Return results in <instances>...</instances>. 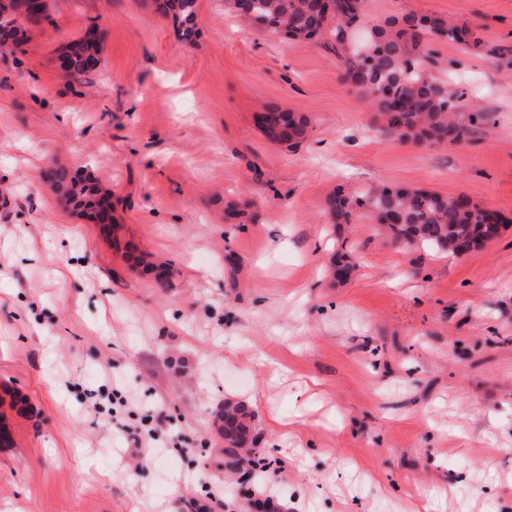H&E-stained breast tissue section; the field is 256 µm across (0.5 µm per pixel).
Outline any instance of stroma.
<instances>
[{
  "instance_id": "35a3bbf8",
  "label": "stroma",
  "mask_w": 512,
  "mask_h": 512,
  "mask_svg": "<svg viewBox=\"0 0 512 512\" xmlns=\"http://www.w3.org/2000/svg\"><path fill=\"white\" fill-rule=\"evenodd\" d=\"M48 4L0 47V512H512V0H367L373 25L476 29L469 51L431 44L488 116L455 145L381 135L331 33L298 44L197 0L188 44L150 0ZM91 25L100 63L67 83L57 60ZM267 103L310 117L298 147L264 137ZM58 165L110 190L117 242L47 188ZM382 186L503 224L452 255L329 223L331 194ZM227 401L254 413L239 470L211 431Z\"/></svg>"
}]
</instances>
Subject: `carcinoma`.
I'll use <instances>...</instances> for the list:
<instances>
[{
    "mask_svg": "<svg viewBox=\"0 0 512 512\" xmlns=\"http://www.w3.org/2000/svg\"><path fill=\"white\" fill-rule=\"evenodd\" d=\"M197 0H153L155 10L170 19L180 38L189 43L195 34ZM234 13L268 33L285 35L303 43L327 30L336 39V56L352 90L375 109L383 122L382 133L398 141L460 143L485 120V113L461 112L465 91L434 74L442 64L428 46L446 41L462 47L479 42L467 25L444 16L408 14L383 27L375 26L363 47L349 43L350 33L368 22L366 0H227ZM30 16L16 8L15 0H0V44L23 41ZM103 37L79 36L64 53L63 72L79 81L94 71ZM263 134L273 143L297 147L306 138L310 118L288 112L274 104L263 107ZM50 185L63 191L74 207L94 208L105 195L99 183L58 167L48 177ZM357 209L372 213L377 221L393 216L389 231L399 241L420 245L438 253L459 254L470 244L479 248L487 240L473 234L488 219V209L469 198L442 196L426 189L380 187L354 197L330 195L325 211L339 223L349 221ZM253 413L243 404L226 402L213 414V424L224 437L222 454L236 465L251 435Z\"/></svg>",
    "mask_w": 512,
    "mask_h": 512,
    "instance_id": "1",
    "label": "carcinoma"
}]
</instances>
